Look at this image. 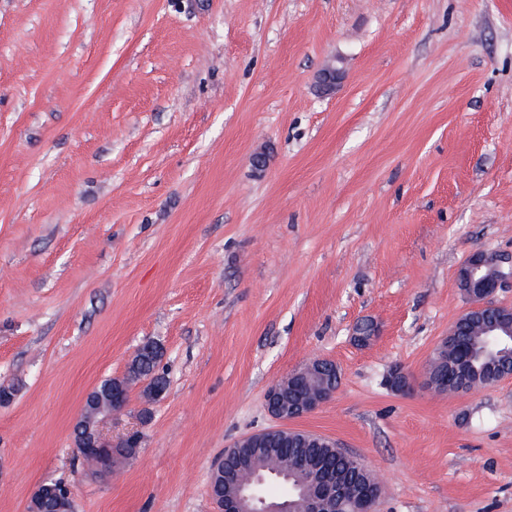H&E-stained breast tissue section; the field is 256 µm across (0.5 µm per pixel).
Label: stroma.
<instances>
[{
  "mask_svg": "<svg viewBox=\"0 0 512 512\" xmlns=\"http://www.w3.org/2000/svg\"><path fill=\"white\" fill-rule=\"evenodd\" d=\"M478 251L512 254V0H0V512L55 481L216 512L214 462L311 357L338 388L293 427L379 512H512V379L422 385ZM152 340L168 390L144 424L132 388L108 428L143 447L97 479L72 423Z\"/></svg>",
  "mask_w": 512,
  "mask_h": 512,
  "instance_id": "35a3bbf8",
  "label": "stroma"
}]
</instances>
